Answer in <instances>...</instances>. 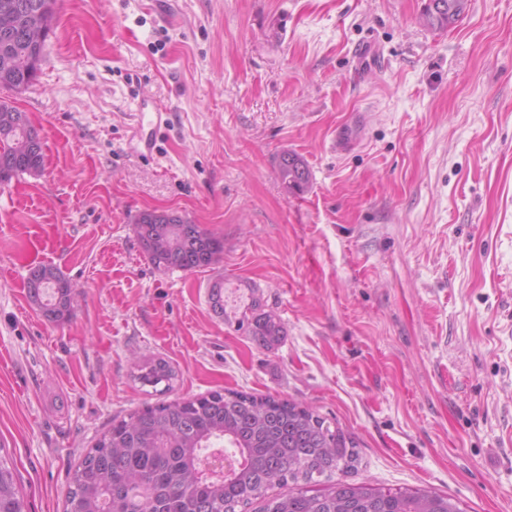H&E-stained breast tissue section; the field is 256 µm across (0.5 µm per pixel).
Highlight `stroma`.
Listing matches in <instances>:
<instances>
[{
	"label": "stroma",
	"instance_id": "stroma-1",
	"mask_svg": "<svg viewBox=\"0 0 512 512\" xmlns=\"http://www.w3.org/2000/svg\"><path fill=\"white\" fill-rule=\"evenodd\" d=\"M57 0L46 60L10 94L44 147L0 185V447L27 512H63L69 472L128 409L175 395L291 398L359 442L353 478L512 512V0L454 28L425 0ZM370 45L372 65L356 68ZM168 112L152 150L142 102ZM307 164L287 193L282 151ZM175 212L221 237L207 268L158 269L134 231ZM75 290L30 302V268ZM252 287L268 346L213 310ZM276 168L278 177L287 192L303 194L309 188L310 173L304 160L298 155L288 151L280 153ZM34 268L32 274L37 273L40 278L38 284L32 278L27 280L28 294L32 303L48 320L55 322L66 320L72 313L75 294L73 288L55 287L60 283L69 286L72 284L54 267L39 265ZM41 284L43 288H39ZM136 370L138 373L134 377L143 385L155 388L164 383L165 385L163 389L159 390L160 392L167 393L173 390L177 373L166 359L161 357L150 359L141 365H137Z\"/></svg>",
	"mask_w": 512,
	"mask_h": 512
}]
</instances>
